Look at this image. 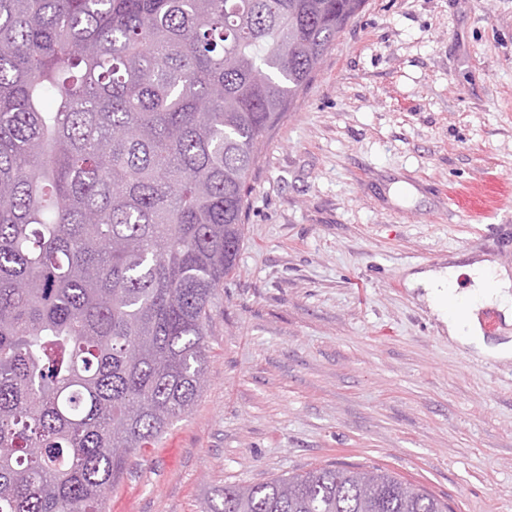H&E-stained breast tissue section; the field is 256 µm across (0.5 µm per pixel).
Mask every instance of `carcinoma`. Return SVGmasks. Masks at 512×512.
<instances>
[{
    "label": "carcinoma",
    "instance_id": "1",
    "mask_svg": "<svg viewBox=\"0 0 512 512\" xmlns=\"http://www.w3.org/2000/svg\"><path fill=\"white\" fill-rule=\"evenodd\" d=\"M366 0H0V512H106L187 414L266 135ZM209 512H448L386 469Z\"/></svg>",
    "mask_w": 512,
    "mask_h": 512
}]
</instances>
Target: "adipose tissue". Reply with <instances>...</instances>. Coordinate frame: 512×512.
<instances>
[{
    "mask_svg": "<svg viewBox=\"0 0 512 512\" xmlns=\"http://www.w3.org/2000/svg\"><path fill=\"white\" fill-rule=\"evenodd\" d=\"M463 276L470 280L464 289L459 286ZM407 285L423 289L431 313L447 326L450 335L464 337L466 343L495 357L512 358V345L486 346L474 319L479 304L494 305L512 314V276L505 269L488 261L450 265L410 274Z\"/></svg>",
    "mask_w": 512,
    "mask_h": 512,
    "instance_id": "obj_1",
    "label": "adipose tissue"
}]
</instances>
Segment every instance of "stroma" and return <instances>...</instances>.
Returning a JSON list of instances; mask_svg holds the SVG:
<instances>
[{"instance_id":"stroma-1","label":"stroma","mask_w":512,"mask_h":512,"mask_svg":"<svg viewBox=\"0 0 512 512\" xmlns=\"http://www.w3.org/2000/svg\"><path fill=\"white\" fill-rule=\"evenodd\" d=\"M205 385L109 512L381 466L451 512H512V359L463 348L409 270L512 274V0H366L271 132Z\"/></svg>"}]
</instances>
